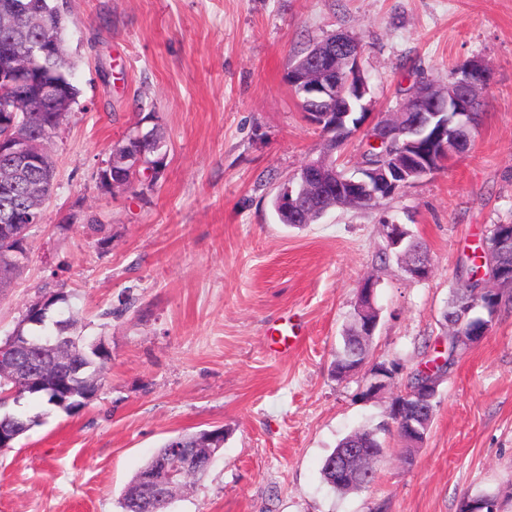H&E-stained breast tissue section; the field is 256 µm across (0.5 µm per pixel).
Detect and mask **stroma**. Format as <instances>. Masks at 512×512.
Returning <instances> with one entry per match:
<instances>
[{
	"instance_id": "35a3bbf8",
	"label": "stroma",
	"mask_w": 512,
	"mask_h": 512,
	"mask_svg": "<svg viewBox=\"0 0 512 512\" xmlns=\"http://www.w3.org/2000/svg\"><path fill=\"white\" fill-rule=\"evenodd\" d=\"M333 32L358 39L378 114L417 76L444 84L480 60L483 121L462 158L379 206L283 224L275 195L326 140L288 68ZM64 48L80 95L50 142L54 188L28 258L0 293V339L59 295L111 361L78 413L11 405L39 423L0 450V512H120L167 438L214 429L220 456L166 512H459L482 493L512 512V312L459 352L410 461L389 431L369 487L338 492L321 476L339 440L388 421L407 373L447 344L459 261L512 224V0H68ZM149 115L167 141L158 181L101 185L111 145ZM388 220L426 245L428 279L385 256ZM370 276L368 360L402 373L367 399L364 373L340 380L333 365ZM287 318L302 336L284 351L272 340Z\"/></svg>"
}]
</instances>
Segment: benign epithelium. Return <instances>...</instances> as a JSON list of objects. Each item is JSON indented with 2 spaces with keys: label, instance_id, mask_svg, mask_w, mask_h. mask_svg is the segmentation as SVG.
<instances>
[{
  "label": "benign epithelium",
  "instance_id": "7a95c632",
  "mask_svg": "<svg viewBox=\"0 0 512 512\" xmlns=\"http://www.w3.org/2000/svg\"><path fill=\"white\" fill-rule=\"evenodd\" d=\"M27 43L20 38L7 52L8 61L0 67V93L27 96L36 94L45 107L63 117L71 110V102L54 81L34 79L26 58ZM39 51L52 58H62L60 43L45 32ZM361 46L347 35L334 33L323 41V48L315 58H303L288 69V84L304 96L314 97L327 107L306 113L310 122L329 136L331 145L340 143L349 132L363 131L370 143L386 144L393 149L384 164L360 165L348 175L336 168L331 151L309 159L296 178L297 187L284 186L278 193L280 208L295 211L305 197L325 199L335 197L346 206L366 207L393 196L398 190L421 178L437 173L453 164L462 154L464 139L472 138L482 113L476 102L490 81V73L479 60H471L455 69L445 85L434 81H419L408 89L397 107L386 117L377 119L365 102L369 94L368 80L360 65ZM42 127L41 117L34 113L18 119L11 112L0 113V187L10 192L18 186L26 187L23 209L4 217L0 226V252L8 254L13 263L22 264V253L12 244L11 232L15 224L39 223V210L45 200L43 186L32 180L35 173H43L51 163L49 143L36 135ZM145 166L144 155L133 151H113L106 162L112 171V186L127 184L126 176ZM512 284V269L498 266L485 276L484 291L498 292L501 285ZM354 315L360 319L361 336L370 340L379 321L375 300V279L368 278L361 285ZM457 344L467 347L485 339L491 324L466 327L462 322L450 324ZM27 338L17 329L0 344V376L25 386L37 382L45 372V365L27 353ZM56 353L54 367L61 373H70L74 366L62 339L52 344ZM394 376L371 369L366 371V393L372 394L390 386ZM442 383L431 378L410 394L411 405L425 406L437 394ZM404 402L393 400L391 424L404 446L416 441L418 429L405 425ZM196 457L175 439L167 456L161 460L155 477L157 497H163L167 484L175 477L192 471Z\"/></svg>",
  "mask_w": 512,
  "mask_h": 512
}]
</instances>
